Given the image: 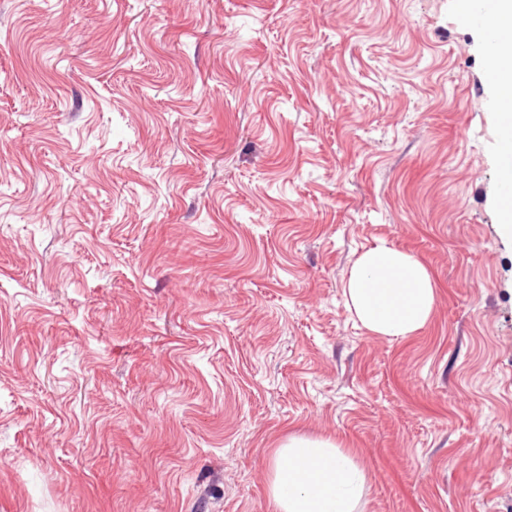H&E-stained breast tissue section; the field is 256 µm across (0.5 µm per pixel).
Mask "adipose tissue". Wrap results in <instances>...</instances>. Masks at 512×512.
<instances>
[{
	"mask_svg": "<svg viewBox=\"0 0 512 512\" xmlns=\"http://www.w3.org/2000/svg\"><path fill=\"white\" fill-rule=\"evenodd\" d=\"M344 297L368 332L403 338L427 324L436 289L414 255L379 244L356 259ZM365 488L358 453L336 438L289 434L274 451L268 480L274 512H356Z\"/></svg>",
	"mask_w": 512,
	"mask_h": 512,
	"instance_id": "ef3b65f1",
	"label": "adipose tissue"
}]
</instances>
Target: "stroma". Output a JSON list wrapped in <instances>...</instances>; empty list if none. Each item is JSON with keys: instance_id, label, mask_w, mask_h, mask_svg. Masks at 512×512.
I'll list each match as a JSON object with an SVG mask.
<instances>
[{"instance_id": "stroma-1", "label": "stroma", "mask_w": 512, "mask_h": 512, "mask_svg": "<svg viewBox=\"0 0 512 512\" xmlns=\"http://www.w3.org/2000/svg\"><path fill=\"white\" fill-rule=\"evenodd\" d=\"M463 0H0V512H512L496 62ZM430 271L370 334L365 249ZM344 297L347 309L368 332L403 338L427 324L436 289L429 270L414 255L379 244L356 259ZM365 488L358 453L336 438L288 434L274 451L268 480L274 512H355Z\"/></svg>"}]
</instances>
